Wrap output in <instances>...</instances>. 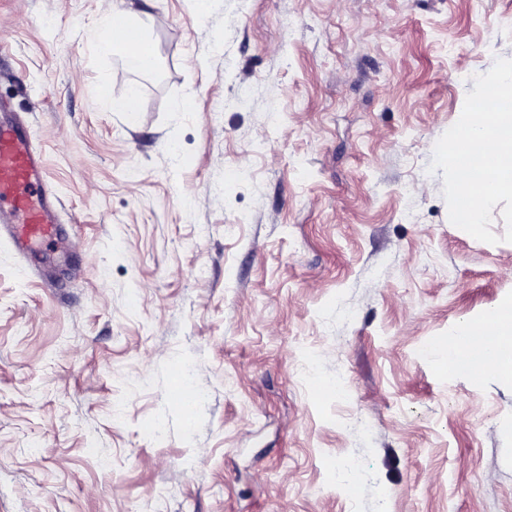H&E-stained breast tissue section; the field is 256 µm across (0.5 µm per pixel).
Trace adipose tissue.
<instances>
[{
	"label": "adipose tissue",
	"instance_id": "1",
	"mask_svg": "<svg viewBox=\"0 0 512 512\" xmlns=\"http://www.w3.org/2000/svg\"><path fill=\"white\" fill-rule=\"evenodd\" d=\"M160 16H133L121 9L115 0H109L102 17L97 48L105 55L121 54L125 60H132L129 47L112 42L110 34L115 30H129L138 37H145L146 31L164 25ZM441 356L447 361L449 371H467L474 375L488 370L512 373V302L497 306L487 313L480 324L462 323L442 347Z\"/></svg>",
	"mask_w": 512,
	"mask_h": 512
}]
</instances>
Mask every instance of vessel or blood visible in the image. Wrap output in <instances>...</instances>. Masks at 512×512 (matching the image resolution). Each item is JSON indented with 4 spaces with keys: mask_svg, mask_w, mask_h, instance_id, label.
Listing matches in <instances>:
<instances>
[{
    "mask_svg": "<svg viewBox=\"0 0 512 512\" xmlns=\"http://www.w3.org/2000/svg\"><path fill=\"white\" fill-rule=\"evenodd\" d=\"M64 236L43 158L24 123L0 120V240L25 256Z\"/></svg>",
    "mask_w": 512,
    "mask_h": 512,
    "instance_id": "obj_1",
    "label": "vessel or blood"
}]
</instances>
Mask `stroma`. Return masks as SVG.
<instances>
[{"label":"stroma","mask_w":512,"mask_h":512,"mask_svg":"<svg viewBox=\"0 0 512 512\" xmlns=\"http://www.w3.org/2000/svg\"><path fill=\"white\" fill-rule=\"evenodd\" d=\"M122 7L167 19L150 71L101 0H0L73 252L0 242V512H512V378L437 354L512 243L428 170L512 0ZM107 7L102 17V25L100 36L97 41V48L103 55H112L119 53L124 57L127 64L134 71H144L138 66L134 60L135 56L131 49L127 46H118L110 38V34L114 30H130L134 32L140 39H145L146 30L155 26H163L165 18L161 16L145 15V18L132 16L127 11L118 7L117 1L105 0ZM134 57V58H133Z\"/></svg>","instance_id":"1"}]
</instances>
